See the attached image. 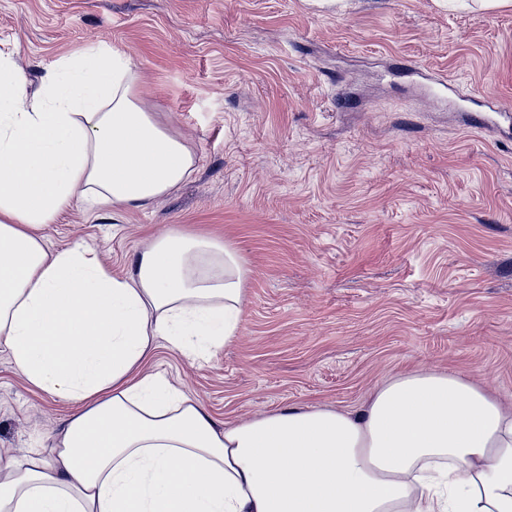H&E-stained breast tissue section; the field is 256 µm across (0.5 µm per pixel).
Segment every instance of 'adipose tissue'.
I'll list each match as a JSON object with an SVG mask.
<instances>
[{
  "mask_svg": "<svg viewBox=\"0 0 512 512\" xmlns=\"http://www.w3.org/2000/svg\"><path fill=\"white\" fill-rule=\"evenodd\" d=\"M106 42L30 90L0 54V351L77 407L49 453L0 452V512H512V404L466 376L409 372L365 406L285 408L217 427L160 374L159 341L231 343L250 269L229 242L172 229L124 275L42 228L73 200L145 209L193 173L186 142Z\"/></svg>",
  "mask_w": 512,
  "mask_h": 512,
  "instance_id": "1",
  "label": "adipose tissue"
}]
</instances>
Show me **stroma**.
<instances>
[{
  "label": "stroma",
  "mask_w": 512,
  "mask_h": 512,
  "mask_svg": "<svg viewBox=\"0 0 512 512\" xmlns=\"http://www.w3.org/2000/svg\"><path fill=\"white\" fill-rule=\"evenodd\" d=\"M128 49L138 95L196 171L144 210L82 202L42 229L126 270L178 226L251 270L236 339L143 364L216 425L274 410L354 411L412 369L512 400V134L469 127L473 97L512 111V9L478 0H0V50L31 87L99 42ZM71 401L0 352V448L42 450Z\"/></svg>",
  "instance_id": "1"
}]
</instances>
